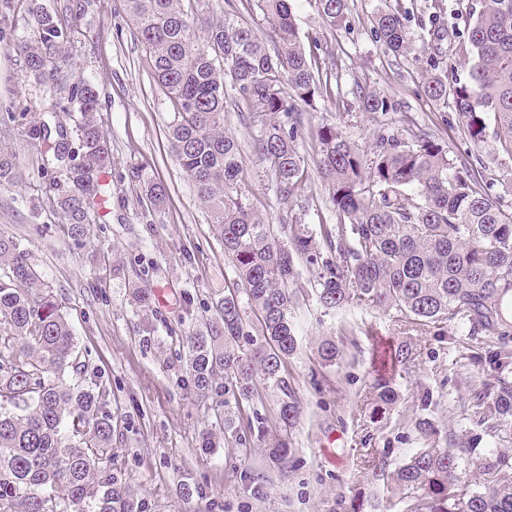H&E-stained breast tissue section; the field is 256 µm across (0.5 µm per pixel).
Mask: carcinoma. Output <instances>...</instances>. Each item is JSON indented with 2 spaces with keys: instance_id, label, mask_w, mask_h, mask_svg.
Here are the masks:
<instances>
[{
  "instance_id": "obj_1",
  "label": "carcinoma",
  "mask_w": 512,
  "mask_h": 512,
  "mask_svg": "<svg viewBox=\"0 0 512 512\" xmlns=\"http://www.w3.org/2000/svg\"><path fill=\"white\" fill-rule=\"evenodd\" d=\"M154 80L170 101L167 126L172 156L189 176L218 231L232 277L214 305L206 331L187 337L185 374L201 400L222 398L224 446L238 448L246 434L263 435L266 417L257 380L280 393L283 435L265 449L280 466L293 449L288 433L302 406L288 381V359L298 337L291 310L301 292L299 262L317 268V301L326 311L355 304L395 311L404 327L456 324L471 336H493L487 363L491 393L479 396V421L512 420V210L486 175L482 150L498 138V153L512 161V0H480L468 17L459 65H430L423 90L457 112L470 149L451 154L427 133L412 138L386 128L373 132L370 155L331 123L315 132V169L328 185L336 223L314 233L306 224L265 223L244 195L237 140L224 131L225 80L237 91L267 176L285 197L304 192L308 161L298 146L299 107H317L332 87L317 55L296 28L293 0H251L248 21L233 3L216 0H125ZM323 23L341 25L348 0H313ZM401 6L380 7L372 33L398 59L411 41ZM34 37L18 42L37 79L58 84L60 45L74 26L36 11ZM203 29L204 44H196ZM272 45H267L266 37ZM78 104L75 142L61 138L56 160L69 161L73 188L53 199L64 233L89 235L90 208L102 193L112 153L96 123L99 94L82 82L71 88ZM365 112L396 104L358 95ZM156 208L168 200L164 185L148 186ZM287 235L281 241V235ZM336 364L331 340L317 350ZM401 368L414 361L411 345L391 348ZM378 404L396 402L392 380L374 381ZM111 389L77 352L63 306L28 262L20 243L0 236V512H145L112 469ZM246 421L248 433L237 425ZM427 444L399 462L384 452L373 460L374 492L347 512H512V454L497 448L458 451L438 444L432 424L416 422Z\"/></svg>"
}]
</instances>
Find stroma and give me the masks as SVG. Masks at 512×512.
I'll return each mask as SVG.
<instances>
[{
  "instance_id": "stroma-1",
  "label": "stroma",
  "mask_w": 512,
  "mask_h": 512,
  "mask_svg": "<svg viewBox=\"0 0 512 512\" xmlns=\"http://www.w3.org/2000/svg\"><path fill=\"white\" fill-rule=\"evenodd\" d=\"M380 2L349 0L347 18L336 28L322 22L312 0L293 4L300 38L321 61L335 62L338 75L335 100L302 112L299 146L307 159L316 156L313 136L326 119L365 151L378 126L403 135L422 129L455 151L467 146L453 109L422 90L431 52L429 0H400L413 41L410 62L395 60L374 39L371 15ZM74 3L81 17L62 48L67 62L54 91L29 73L13 44L30 34L34 9L66 19ZM83 81L99 93L96 119L112 164L103 178L105 200L94 206L90 234L78 245L64 237V217L53 204L71 183L68 164L55 161L52 146L56 124L74 125L78 109L68 89ZM359 87L396 102V110L362 111L354 94ZM171 119L123 0H11L0 9V147L15 163L13 180L0 184V233L18 239L62 303L82 360L110 385L112 466L147 512H341L340 501L372 485L363 463L368 452L421 447V418L449 444L465 440L512 452V442L479 424L473 410L475 395L489 391L480 361L492 338L453 326L403 335L392 313L356 305L328 313L312 296L296 311L299 349L288 361L303 413L290 435L295 453L287 473L265 458L269 438L281 433L278 394L271 390L260 409L267 437L250 436L233 451L202 449L216 419L211 402L197 400L186 383L182 339L223 296L230 270L218 233L169 151ZM42 122L48 135L33 138L32 126ZM224 127L240 145L241 187L265 223L279 225L288 216L313 228L335 223L320 178L310 177L300 196L277 194L238 112L226 110ZM155 182L169 190L160 209L146 197ZM142 281L153 293L147 309L133 293ZM326 339L342 352L333 366L322 365L317 354ZM401 340L412 345L415 360L409 370H397L399 401L375 423L369 417L374 355Z\"/></svg>"
}]
</instances>
